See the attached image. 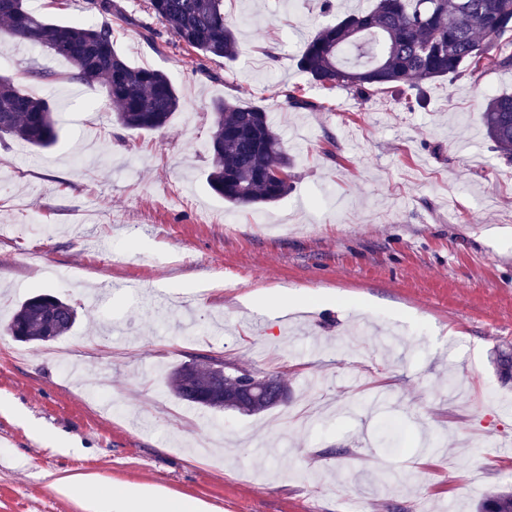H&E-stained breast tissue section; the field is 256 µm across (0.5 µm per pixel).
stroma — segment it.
I'll return each instance as SVG.
<instances>
[{"instance_id": "obj_1", "label": "stroma", "mask_w": 512, "mask_h": 512, "mask_svg": "<svg viewBox=\"0 0 512 512\" xmlns=\"http://www.w3.org/2000/svg\"><path fill=\"white\" fill-rule=\"evenodd\" d=\"M91 0H27L99 25ZM130 64L166 72L181 106L161 132L118 125L96 84L24 79L68 70L39 46L0 47V78L51 99L56 143L0 139V512H89L128 485L211 512H474L512 489L492 362L512 346V158L480 115L512 69L435 81L412 110L362 100L297 68L321 26L376 0H224L234 60L168 44L147 0H118ZM313 101L292 107L289 91ZM274 114L292 159L282 200L234 207L207 184L211 106ZM272 290L271 300L252 299ZM49 290L79 319L47 347L6 325ZM223 359L284 380L286 405L244 415L174 396L175 366Z\"/></svg>"}]
</instances>
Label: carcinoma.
Masks as SVG:
<instances>
[{"label":"carcinoma","instance_id":"1","mask_svg":"<svg viewBox=\"0 0 512 512\" xmlns=\"http://www.w3.org/2000/svg\"><path fill=\"white\" fill-rule=\"evenodd\" d=\"M151 14L173 42L204 59L233 60L238 51L234 27L224 16V0H148ZM32 42L69 61L71 82L102 86L113 118L130 131L168 127L181 99L168 75L130 65L114 48L113 27L66 24L31 12L25 0H0V45ZM311 82L344 88L366 99L378 90L414 97L423 107L426 86L485 67L512 68V0H377L367 12L348 13L315 31L297 59ZM213 132L208 150L210 189L241 208L273 204L290 185L274 177L291 163L269 114L257 106L220 100L212 105ZM490 140L512 158V93L490 97L482 112ZM37 148L57 140L55 112L48 99L32 96L9 79H0V138ZM77 308L49 292L24 299L6 327L14 340L34 346L67 335ZM503 382L512 381V351L496 353ZM245 375L217 382L211 365L181 364L168 374L173 394L206 410L258 414L282 405L288 394L279 378L276 394L263 389L251 398L238 394ZM478 512H512V491L486 495Z\"/></svg>","mask_w":512,"mask_h":512}]
</instances>
